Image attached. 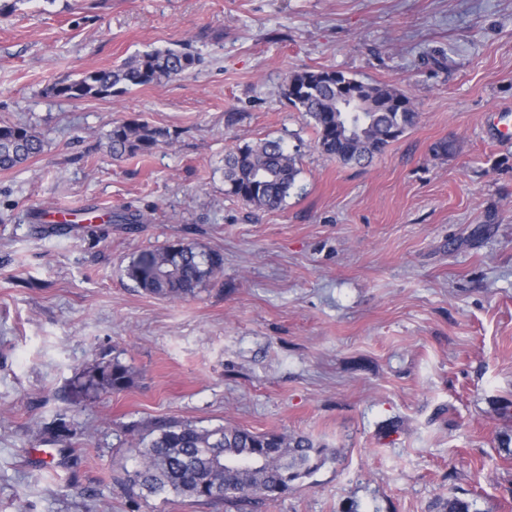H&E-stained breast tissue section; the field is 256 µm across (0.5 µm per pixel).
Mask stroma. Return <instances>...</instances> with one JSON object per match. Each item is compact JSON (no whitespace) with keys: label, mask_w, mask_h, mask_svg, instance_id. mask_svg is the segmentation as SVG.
Segmentation results:
<instances>
[{"label":"stroma","mask_w":512,"mask_h":512,"mask_svg":"<svg viewBox=\"0 0 512 512\" xmlns=\"http://www.w3.org/2000/svg\"><path fill=\"white\" fill-rule=\"evenodd\" d=\"M184 43L202 62L170 81L48 92ZM305 68L394 86L419 121L370 163L327 157L283 94ZM136 116L172 143L113 157ZM1 121L45 148L0 171V512H237L125 483L120 437L170 420L334 449L257 512H512V0H19ZM260 139L298 155L275 210L225 192V152ZM74 203L149 220L29 219ZM176 239L223 254V276L186 300L135 288L130 258ZM115 357L130 387L75 397Z\"/></svg>","instance_id":"1"}]
</instances>
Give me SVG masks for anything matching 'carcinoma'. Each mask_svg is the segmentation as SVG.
Here are the masks:
<instances>
[{
	"mask_svg": "<svg viewBox=\"0 0 512 512\" xmlns=\"http://www.w3.org/2000/svg\"><path fill=\"white\" fill-rule=\"evenodd\" d=\"M201 57L183 46L143 52L112 69H94L78 78L53 84L58 97L106 98L156 85L195 69ZM284 95L310 118L317 147L328 157L360 164L371 160L414 127L419 112L405 94L380 84L364 83L336 70H303L284 77ZM114 156L151 154L173 140L165 127L130 118L108 134ZM44 150V141L28 125L0 122V170L25 164ZM299 174L297 156L280 139H265L230 148L224 155L227 194L260 210L280 207ZM103 224H141L136 211L109 212ZM224 273V257L177 240L134 255L125 275L144 293L160 299L195 296L207 282ZM132 369L118 358L98 362L77 375V392L127 389ZM130 446L138 449L139 468L128 475L144 499L188 498L224 502L236 508L287 494L298 480L317 470L331 450L307 437L254 433L239 427L201 428L172 420ZM442 512H474L473 503L453 496Z\"/></svg>",
	"mask_w": 512,
	"mask_h": 512,
	"instance_id": "obj_1",
	"label": "carcinoma"
}]
</instances>
